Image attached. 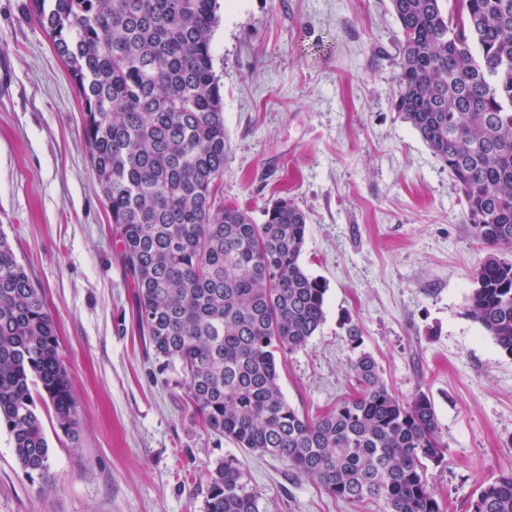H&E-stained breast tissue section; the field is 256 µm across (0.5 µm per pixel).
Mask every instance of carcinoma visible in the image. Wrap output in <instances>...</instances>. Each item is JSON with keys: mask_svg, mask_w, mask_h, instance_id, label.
Here are the masks:
<instances>
[{"mask_svg": "<svg viewBox=\"0 0 512 512\" xmlns=\"http://www.w3.org/2000/svg\"><path fill=\"white\" fill-rule=\"evenodd\" d=\"M400 26L394 109L448 167L487 249L467 315L512 356V0H390ZM67 64L92 168L118 227L139 332L179 363L204 427L288 459L331 497L373 512H443L426 478L446 444L430 397L400 401L370 354L352 394L314 416L288 405L277 361L325 317L303 269L307 216L281 198L258 223L224 205V96L213 67L217 0H29ZM43 293L0 233V428L47 474L38 408L75 434L76 402ZM206 512H260L232 460L208 470ZM471 512H512V468Z\"/></svg>", "mask_w": 512, "mask_h": 512, "instance_id": "obj_1", "label": "carcinoma"}]
</instances>
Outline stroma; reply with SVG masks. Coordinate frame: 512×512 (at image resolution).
<instances>
[{"instance_id":"obj_1","label":"stroma","mask_w":512,"mask_h":512,"mask_svg":"<svg viewBox=\"0 0 512 512\" xmlns=\"http://www.w3.org/2000/svg\"><path fill=\"white\" fill-rule=\"evenodd\" d=\"M0 0V231L45 293L77 402V438L42 421L47 475L0 430V512H205V468L234 460L262 512H360L288 460L207 431L179 366L138 330L132 278L86 147L81 102L27 9ZM390 0H218L225 205L306 214L301 263L327 288L307 346L278 361L315 415L353 390L348 331L403 401L427 393L447 448L428 482L449 512L512 466V356L465 314L486 251L461 194L392 107Z\"/></svg>"}]
</instances>
